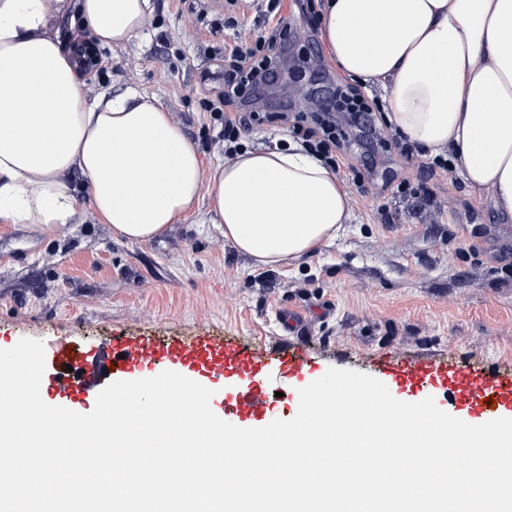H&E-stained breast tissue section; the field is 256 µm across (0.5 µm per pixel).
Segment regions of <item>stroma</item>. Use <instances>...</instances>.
<instances>
[{
	"instance_id": "35a3bbf8",
	"label": "stroma",
	"mask_w": 512,
	"mask_h": 512,
	"mask_svg": "<svg viewBox=\"0 0 512 512\" xmlns=\"http://www.w3.org/2000/svg\"><path fill=\"white\" fill-rule=\"evenodd\" d=\"M142 34L119 47L97 44L69 16L51 22L65 48L93 45L97 72L83 89H128L154 95L198 148L205 166L224 162V131L205 102L220 90L206 81L213 52L233 38L258 33L253 15L237 31L223 29L222 0H154ZM278 80L239 101L243 112L268 119L242 135L246 149L286 147L293 134L281 113L334 102L346 81L324 59L319 33L298 13ZM372 127L346 122L364 193H352V219L336 240L288 266L270 268L237 253L206 223L207 199L151 242H128L101 224L83 178L72 224L52 238L0 228V345L21 338H65L95 349L125 335L202 333L262 342L270 350L299 348L319 372H370L373 359H435L459 364L512 362V217L488 191L469 189L460 173L431 174L427 152L406 156ZM375 124V125H376ZM427 181L434 204L420 207L396 192L403 176ZM393 221H381L382 212ZM297 315V325L286 322Z\"/></svg>"
}]
</instances>
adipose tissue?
Wrapping results in <instances>:
<instances>
[{
  "label": "adipose tissue",
  "mask_w": 512,
  "mask_h": 512,
  "mask_svg": "<svg viewBox=\"0 0 512 512\" xmlns=\"http://www.w3.org/2000/svg\"><path fill=\"white\" fill-rule=\"evenodd\" d=\"M153 10L152 0H0V224L59 233L76 213L77 171L98 220L129 241L163 236L203 197L208 223L266 266L335 240L351 197L320 158L246 150L208 168L155 97L83 93L51 20L70 13L121 46ZM319 26L351 81L384 87L403 140L450 154L468 186L512 216V0H323Z\"/></svg>",
  "instance_id": "obj_1"
}]
</instances>
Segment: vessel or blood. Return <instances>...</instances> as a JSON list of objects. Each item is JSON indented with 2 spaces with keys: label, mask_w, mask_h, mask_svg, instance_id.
<instances>
[{
  "label": "vessel or blood",
  "mask_w": 512,
  "mask_h": 512,
  "mask_svg": "<svg viewBox=\"0 0 512 512\" xmlns=\"http://www.w3.org/2000/svg\"><path fill=\"white\" fill-rule=\"evenodd\" d=\"M46 368L41 394L49 401L83 402L102 377L131 379L142 372L179 369L184 376L202 377L224 387L227 420L261 419L271 412V377H286L289 386L303 382L311 362L297 352L268 353L262 344L244 345L221 336L186 338L116 337L97 353L72 341L45 347ZM385 385L392 393L425 396L447 392L469 424L479 425L512 415V368L461 365L450 357L390 363Z\"/></svg>",
  "instance_id": "1"
}]
</instances>
